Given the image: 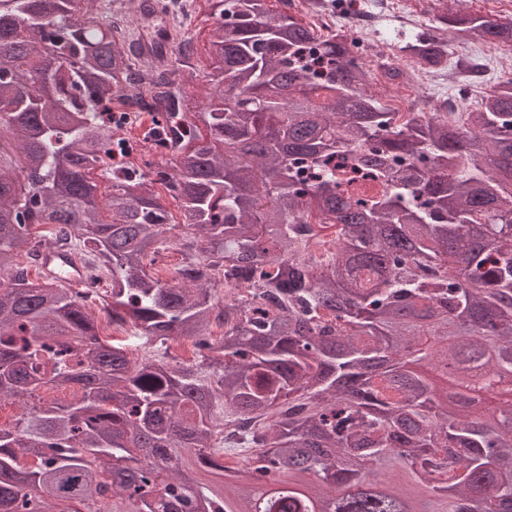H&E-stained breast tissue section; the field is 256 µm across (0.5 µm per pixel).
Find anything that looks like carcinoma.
I'll list each match as a JSON object with an SVG mask.
<instances>
[{
	"label": "carcinoma",
	"mask_w": 512,
	"mask_h": 512,
	"mask_svg": "<svg viewBox=\"0 0 512 512\" xmlns=\"http://www.w3.org/2000/svg\"><path fill=\"white\" fill-rule=\"evenodd\" d=\"M83 1L0 0V400L20 407L0 428V512H249L273 479L292 490L267 512H512V386L481 427L448 396L467 363L512 375V77L466 112L402 118L374 91L401 76L389 58L373 67L347 32L267 0H224L219 76L188 113L160 59L135 62L123 13L90 27ZM450 23L512 46L511 20ZM403 50L460 64L433 35ZM118 106L179 115L159 141L175 173L114 165L102 204L91 173L112 160ZM347 151L371 182L330 165ZM149 182L206 239L183 244L173 285L144 266L169 223ZM36 225L106 272L100 308L148 352L173 336L202 352L132 362L100 336L96 295L20 267ZM328 229L333 254L305 256ZM218 277L262 301L217 307ZM228 424L253 449L233 467L215 460Z\"/></svg>",
	"instance_id": "obj_1"
}]
</instances>
